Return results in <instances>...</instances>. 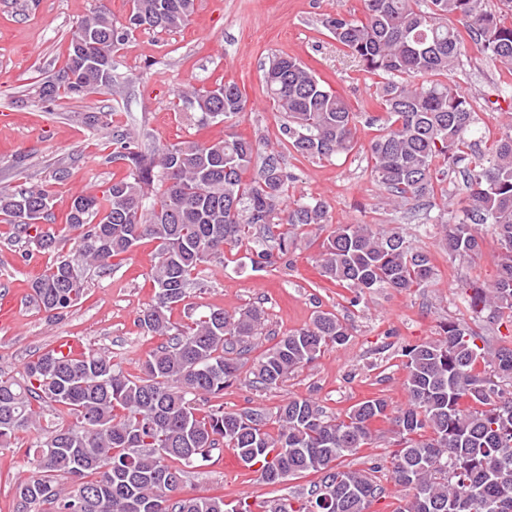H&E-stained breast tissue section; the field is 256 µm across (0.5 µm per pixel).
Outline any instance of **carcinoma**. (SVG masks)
<instances>
[{
    "instance_id": "obj_1",
    "label": "carcinoma",
    "mask_w": 512,
    "mask_h": 512,
    "mask_svg": "<svg viewBox=\"0 0 512 512\" xmlns=\"http://www.w3.org/2000/svg\"><path fill=\"white\" fill-rule=\"evenodd\" d=\"M483 3L364 0L362 18L338 13L324 27L362 71L379 78L375 102L382 112L372 118L378 128L368 147L375 181L395 206L423 211L418 230L448 225L443 247L452 257L478 254L475 226L492 227L498 277L467 283L468 305L512 324V125L475 159L476 112L467 95L439 80L459 68L469 41L512 69V24ZM193 9L194 0H131L128 15L117 20L99 6L72 33L64 66L40 87V100L111 87L115 53L129 35L178 30ZM265 86L296 154L322 160L354 149L357 113L300 59L269 58ZM185 104L205 127L240 115L246 98L236 83L221 81L193 90ZM112 145L110 160L127 174L100 196L72 199L65 224L79 231L74 254L61 253L59 235L44 224L53 208L44 189H0V222L14 241L56 254L31 284L37 307L52 316L79 303L91 268L107 271L141 240L157 242L150 273L155 298L138 323L163 342L133 378L105 352L58 348L32 357L20 379L0 372V447H10L20 431L41 434L25 452L29 475L15 483L17 512H253L221 496H179L189 470L223 447L244 464L259 465L267 484L319 476L306 497L295 504L283 498L270 512H368L382 492L374 470L344 468L341 460L373 444L372 424L388 418L384 399L360 401L342 418L308 398H290L272 413L213 403L241 380L277 388L327 346H343L347 323L318 312L309 326L262 352L244 377L263 309L198 314L187 302L206 287L200 277L206 263H238L243 249L253 270L275 266L299 236L329 223L326 202H288L292 176L279 156L243 137L185 140L149 155L124 134ZM445 167L462 172L468 191L454 224L447 209L429 211ZM316 265L326 280L355 293L354 306L383 289L407 292L435 275L428 251L377 224L336 225ZM180 304L187 310L183 325L171 321ZM478 339L449 320L439 338L402 349L408 405L393 417L399 440L392 479L412 496L400 512H512V341L490 349ZM47 408L66 411L73 423L43 426Z\"/></svg>"
}]
</instances>
